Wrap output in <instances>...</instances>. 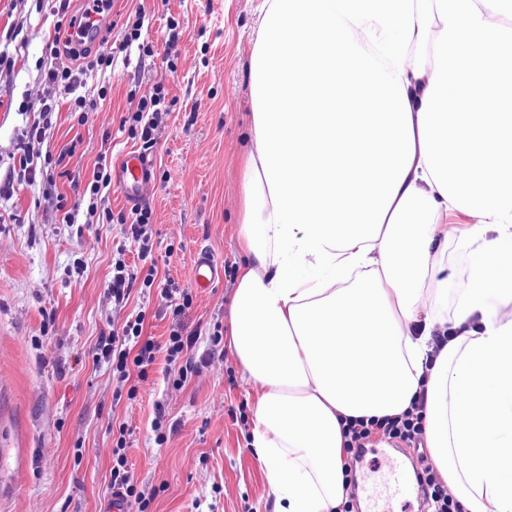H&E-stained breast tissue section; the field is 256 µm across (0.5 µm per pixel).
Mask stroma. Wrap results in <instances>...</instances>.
Masks as SVG:
<instances>
[{"mask_svg": "<svg viewBox=\"0 0 512 512\" xmlns=\"http://www.w3.org/2000/svg\"><path fill=\"white\" fill-rule=\"evenodd\" d=\"M263 0H116L102 40H121L135 14L152 56L100 67L81 93L82 113L59 100L43 151L47 175L25 176L24 134L32 105L54 95L44 78L55 16L40 0H0V512H112V430L124 427L127 468L147 498L145 512H273L274 495L246 446L250 385L224 343V319L240 261L234 237L237 155L249 137L247 54ZM163 84L167 112L151 148L157 274L133 287L124 307L108 290L125 237L107 213L129 212L117 189L97 201L94 224L63 223L99 157L141 150L118 130L122 113ZM207 249L224 273L196 288L190 264ZM186 288L175 312L162 288ZM143 314V339L197 334L186 379L164 353L146 377L120 381L97 359L104 338ZM135 397H128V389ZM166 410L164 443L152 422Z\"/></svg>", "mask_w": 512, "mask_h": 512, "instance_id": "obj_1", "label": "stroma"}]
</instances>
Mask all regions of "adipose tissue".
I'll use <instances>...</instances> for the list:
<instances>
[{
  "label": "adipose tissue",
  "instance_id": "adipose-tissue-1",
  "mask_svg": "<svg viewBox=\"0 0 512 512\" xmlns=\"http://www.w3.org/2000/svg\"><path fill=\"white\" fill-rule=\"evenodd\" d=\"M249 60L224 339L275 512H342L348 425L419 398L464 512H512V0H264ZM464 253L458 247L457 240L448 241V274L452 273L454 276V288L462 290L467 288L469 283L470 269L464 265Z\"/></svg>",
  "mask_w": 512,
  "mask_h": 512
}]
</instances>
